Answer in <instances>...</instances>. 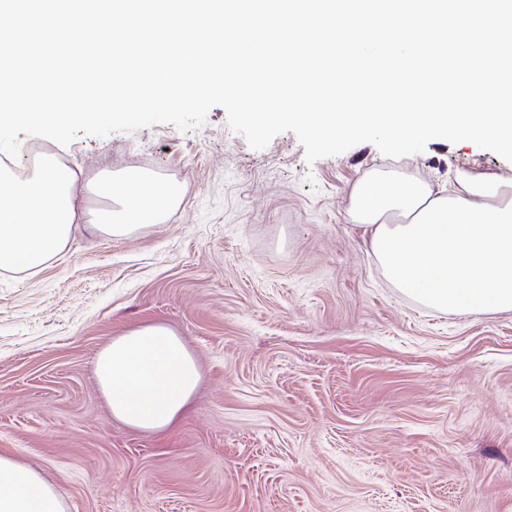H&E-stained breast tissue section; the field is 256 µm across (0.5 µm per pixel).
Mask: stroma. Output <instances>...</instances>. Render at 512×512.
<instances>
[{"mask_svg":"<svg viewBox=\"0 0 512 512\" xmlns=\"http://www.w3.org/2000/svg\"><path fill=\"white\" fill-rule=\"evenodd\" d=\"M47 150L78 175L178 184L160 221L78 224L37 271L0 269V453L66 512H512V312L443 313L390 284L351 217L378 171L512 178L472 143L307 163L293 133L252 150L223 108ZM162 324L201 381L167 431L115 419L95 377L112 338Z\"/></svg>","mask_w":512,"mask_h":512,"instance_id":"stroma-1","label":"stroma"}]
</instances>
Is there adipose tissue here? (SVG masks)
I'll list each match as a JSON object with an SVG mask.
<instances>
[{
	"mask_svg": "<svg viewBox=\"0 0 512 512\" xmlns=\"http://www.w3.org/2000/svg\"><path fill=\"white\" fill-rule=\"evenodd\" d=\"M37 165L23 178L0 169L1 269L42 268L76 228V173L51 154ZM96 190L111 206L91 221L114 237L157 222L180 194L176 184L136 171L105 173ZM351 198L352 217L395 288L440 312L512 311V179L463 172L448 190L385 172L358 183ZM200 377L182 338L162 324L114 338L96 362L113 417L150 433L173 424ZM0 512H64V506L38 472L0 455Z\"/></svg>",
	"mask_w": 512,
	"mask_h": 512,
	"instance_id": "ef3b65f1",
	"label": "adipose tissue"
}]
</instances>
